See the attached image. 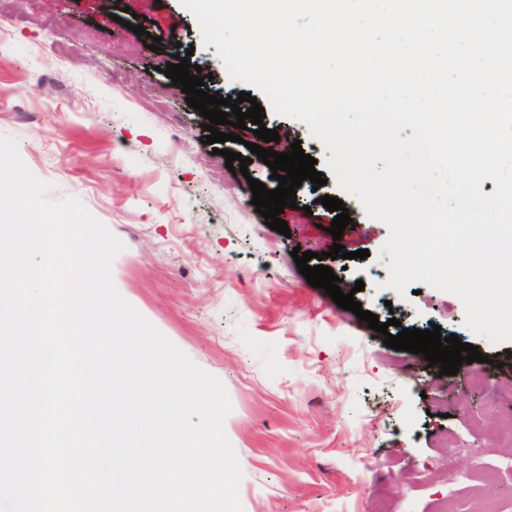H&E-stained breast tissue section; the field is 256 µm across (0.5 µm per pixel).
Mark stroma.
Here are the masks:
<instances>
[{"instance_id":"1","label":"stroma","mask_w":512,"mask_h":512,"mask_svg":"<svg viewBox=\"0 0 512 512\" xmlns=\"http://www.w3.org/2000/svg\"><path fill=\"white\" fill-rule=\"evenodd\" d=\"M137 15L141 36L127 27ZM176 54L212 74L205 92L250 93L280 147L297 141L316 159L325 183L297 188L281 215L289 235L251 203L249 179L278 186L251 156L253 132L226 144L252 159L248 176L232 175L204 143L203 116L161 71ZM0 135L51 184L49 199L80 201L123 242L112 265L120 295L223 382L243 512H478L480 498L512 512V342L475 337L453 294L386 288L387 226L341 190L305 123L229 78L181 0H0ZM325 195L352 211L338 240L351 259L327 256L336 240ZM296 247L321 254L345 289L363 281V310L400 321L388 333L437 325L498 365L483 364L476 385L384 346V334L308 284ZM360 249L368 257L354 258Z\"/></svg>"}]
</instances>
